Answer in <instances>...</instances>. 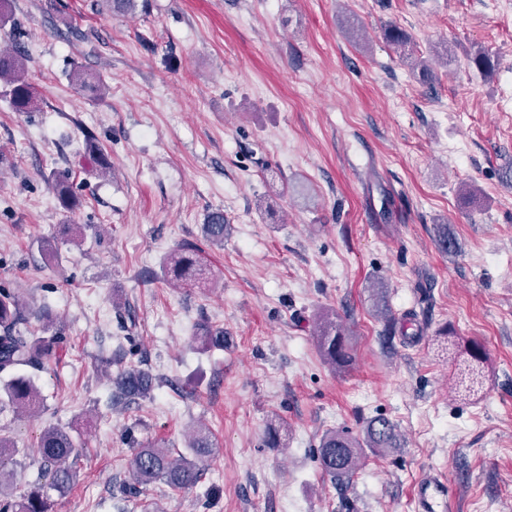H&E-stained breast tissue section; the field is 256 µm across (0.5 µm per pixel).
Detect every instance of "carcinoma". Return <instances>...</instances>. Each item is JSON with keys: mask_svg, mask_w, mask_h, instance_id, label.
Segmentation results:
<instances>
[{"mask_svg": "<svg viewBox=\"0 0 512 512\" xmlns=\"http://www.w3.org/2000/svg\"><path fill=\"white\" fill-rule=\"evenodd\" d=\"M25 57L20 45L0 49V81L4 94L15 112H30L36 103L35 88L25 76ZM85 151L94 157L100 169L106 159L95 136L84 134ZM51 188L59 205L73 212L80 201L73 184L64 175L51 179ZM228 225L224 212L217 209L207 215L202 232L212 245H224ZM163 280L182 288H205L213 281L210 266L193 243H182L173 249L162 264ZM39 323L34 330L32 321ZM195 340L206 348H224V328L200 324ZM65 338L53 326L52 315L45 307L29 302L16 288H0V407L8 406L19 412L39 408L43 399L33 379L21 372L48 369L61 358ZM317 345L330 365L345 369L353 361L346 334L336 322V314L324 312L318 318ZM156 378L140 366H123L112 377V401L134 404L151 396ZM190 455L176 457L160 444H136L130 461V478L120 488L121 500L130 502L146 495L147 487L163 483L173 490H188L200 483L208 463L215 455L216 443L208 431H199L188 444ZM400 435L396 426L385 418L367 421L364 438L359 440L345 429H330L320 438L318 463L321 470L338 481L352 479L364 450L385 455L399 448ZM40 470L38 476L16 492L18 474L13 468L15 447L0 436V512H54L49 491L64 493L77 480V460L80 456V435L56 425L45 427L38 441Z\"/></svg>", "mask_w": 512, "mask_h": 512, "instance_id": "1", "label": "carcinoma"}]
</instances>
